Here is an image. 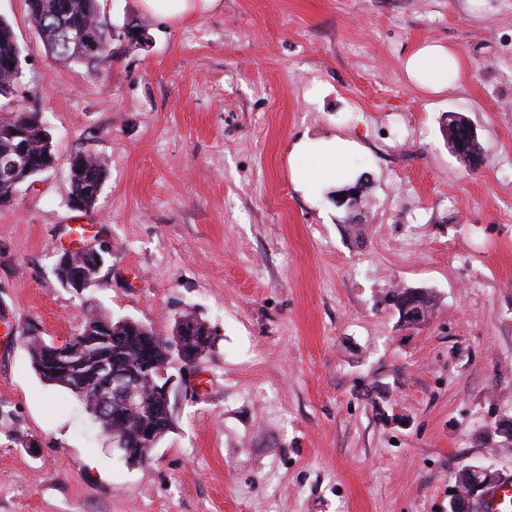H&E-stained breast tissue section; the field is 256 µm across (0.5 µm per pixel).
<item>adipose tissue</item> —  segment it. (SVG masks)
<instances>
[{
	"instance_id": "1",
	"label": "adipose tissue",
	"mask_w": 512,
	"mask_h": 512,
	"mask_svg": "<svg viewBox=\"0 0 512 512\" xmlns=\"http://www.w3.org/2000/svg\"><path fill=\"white\" fill-rule=\"evenodd\" d=\"M465 69V62L458 52L439 43L420 46L405 61V71L411 83L435 95L457 86ZM358 148V143L338 137L294 143L289 152V163L295 188L307 191L347 178L350 174L348 157Z\"/></svg>"
}]
</instances>
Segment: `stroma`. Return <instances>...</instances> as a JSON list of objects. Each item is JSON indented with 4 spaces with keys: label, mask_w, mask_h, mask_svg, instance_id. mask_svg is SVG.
<instances>
[{
    "label": "stroma",
    "mask_w": 512,
    "mask_h": 512,
    "mask_svg": "<svg viewBox=\"0 0 512 512\" xmlns=\"http://www.w3.org/2000/svg\"><path fill=\"white\" fill-rule=\"evenodd\" d=\"M180 20L100 0L149 42L89 72L51 59L24 0H0L56 166L0 207V512H448L473 462L512 474L485 426L512 418V0H223ZM453 46L433 95L404 63ZM468 117L483 162L448 147ZM339 136L370 178L362 221L295 191L288 147ZM102 158L71 210L72 157ZM109 248L84 293L53 274L70 224ZM429 294L405 324L384 295ZM161 336L191 314L214 344L168 373L173 426L126 463L20 331L77 333L88 306ZM465 69V62L458 52L439 43L420 46L405 61V71L411 83L435 95L457 86Z\"/></svg>",
    "instance_id": "stroma-1"
}]
</instances>
